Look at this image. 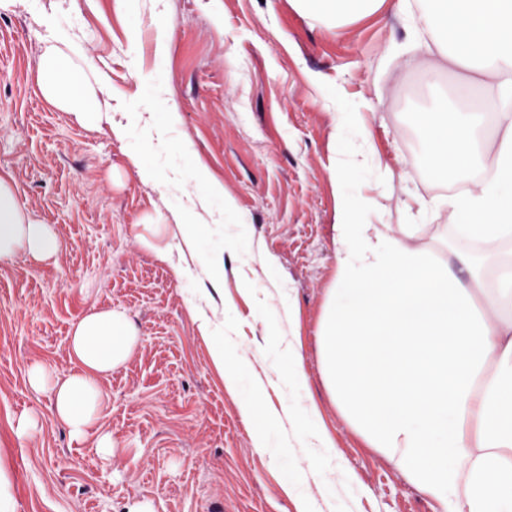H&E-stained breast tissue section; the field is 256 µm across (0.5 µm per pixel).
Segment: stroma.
Wrapping results in <instances>:
<instances>
[{
    "instance_id": "35a3bbf8",
    "label": "stroma",
    "mask_w": 512,
    "mask_h": 512,
    "mask_svg": "<svg viewBox=\"0 0 512 512\" xmlns=\"http://www.w3.org/2000/svg\"><path fill=\"white\" fill-rule=\"evenodd\" d=\"M56 31L101 78L96 124L50 106L33 81ZM392 41L410 46L387 5L339 35L292 0H14L0 10V175L61 244L46 261L0 260L10 512H296L310 489L315 512H442L347 421L321 372L342 195L377 196L379 210L359 223L403 224L414 197L461 186L424 162L416 118L435 88L426 65L387 55ZM340 112L363 114L376 160L399 174L392 186L370 166L336 184L337 157L358 142L356 130L337 133ZM145 168L163 182L145 181ZM208 181L224 193L202 204ZM186 224L196 227L189 239ZM419 225L429 263H446L459 247L447 213ZM109 308L136 333L103 382L110 461L71 439L52 394L29 379L36 361L69 375L73 325ZM218 340L230 356L252 344L264 370L243 361L228 386L212 361ZM292 352L300 388L277 380ZM258 397L277 415L262 448L240 411ZM23 417L38 423L33 438L16 435ZM304 429L322 434L334 459ZM335 463L340 479L323 485Z\"/></svg>"
}]
</instances>
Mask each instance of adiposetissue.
I'll list each match as a JSON object with an SVG mask.
<instances>
[{"mask_svg":"<svg viewBox=\"0 0 512 512\" xmlns=\"http://www.w3.org/2000/svg\"><path fill=\"white\" fill-rule=\"evenodd\" d=\"M382 0H294L335 26L375 12ZM396 15L429 49L428 74L455 69L500 103L497 132L486 136L485 113L440 100L422 124L426 160L444 180L471 167L486 173L437 202L453 234L497 261L494 286L476 273L473 253L453 252L431 266L414 224H359L373 198L345 202L337 226L339 280L320 328L322 371L347 420L435 497L443 512H512V0H395ZM52 38L33 76L54 108L94 124L101 114L91 74ZM53 229L17 202L0 177V260L57 254ZM135 343L125 314L94 311L73 327L76 364L52 379L41 363L31 382L48 389L72 439L112 454L99 423L108 400L103 378L126 361Z\"/></svg>","mask_w":512,"mask_h":512,"instance_id":"ef3b65f1","label":"adipose tissue"}]
</instances>
